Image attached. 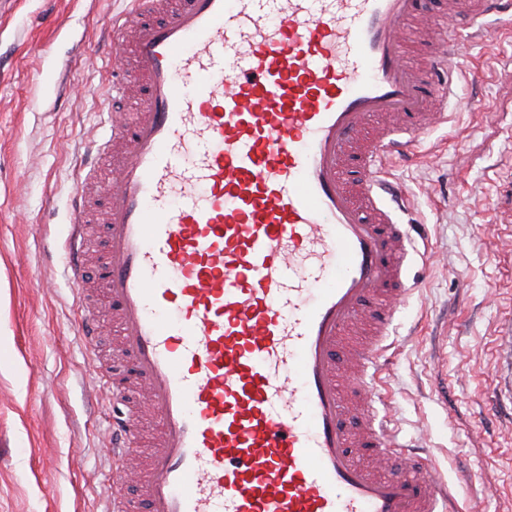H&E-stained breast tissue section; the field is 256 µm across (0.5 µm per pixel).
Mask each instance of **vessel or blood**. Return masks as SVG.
Masks as SVG:
<instances>
[{
  "instance_id": "1",
  "label": "vessel or blood",
  "mask_w": 512,
  "mask_h": 512,
  "mask_svg": "<svg viewBox=\"0 0 512 512\" xmlns=\"http://www.w3.org/2000/svg\"><path fill=\"white\" fill-rule=\"evenodd\" d=\"M108 19L116 62L99 97L109 130L85 166L104 187L97 270L121 354L158 426L143 501L111 512H461L428 449L391 420L387 366L413 239L385 194L403 136L447 120L471 35L427 70L401 27L423 0H130ZM452 13L512 20V0H453ZM135 117L112 110L134 84ZM93 200L71 199L63 251L90 351L103 326L84 287ZM120 405L112 481H127L139 411ZM499 384L512 396V331Z\"/></svg>"
}]
</instances>
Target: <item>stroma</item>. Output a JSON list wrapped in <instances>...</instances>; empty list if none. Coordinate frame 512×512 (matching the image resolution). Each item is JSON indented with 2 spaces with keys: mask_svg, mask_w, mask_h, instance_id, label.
<instances>
[{
  "mask_svg": "<svg viewBox=\"0 0 512 512\" xmlns=\"http://www.w3.org/2000/svg\"><path fill=\"white\" fill-rule=\"evenodd\" d=\"M129 0H0V512H104L112 401L85 356L60 249L80 140L105 135L82 90L104 83L107 18ZM447 122L391 178L409 193L411 273L390 367L400 436L429 448L463 512H512V406L488 409L512 322V35L481 19Z\"/></svg>",
  "mask_w": 512,
  "mask_h": 512,
  "instance_id": "obj_1",
  "label": "stroma"
}]
</instances>
